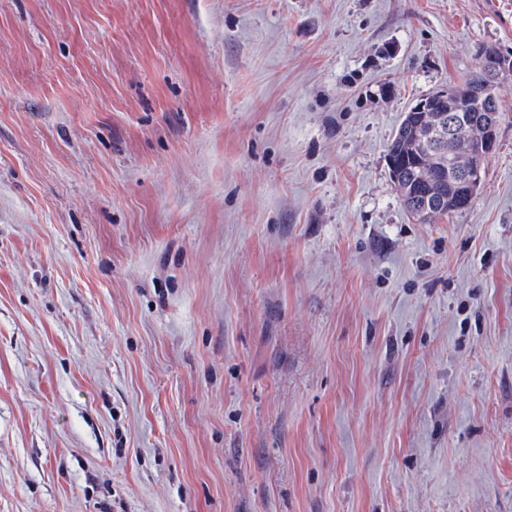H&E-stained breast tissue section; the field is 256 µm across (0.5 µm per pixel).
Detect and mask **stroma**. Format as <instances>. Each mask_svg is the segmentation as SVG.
Here are the masks:
<instances>
[{"instance_id":"35a3bbf8","label":"stroma","mask_w":512,"mask_h":512,"mask_svg":"<svg viewBox=\"0 0 512 512\" xmlns=\"http://www.w3.org/2000/svg\"><path fill=\"white\" fill-rule=\"evenodd\" d=\"M512 0H0V512H512V77L472 205L387 146Z\"/></svg>"}]
</instances>
